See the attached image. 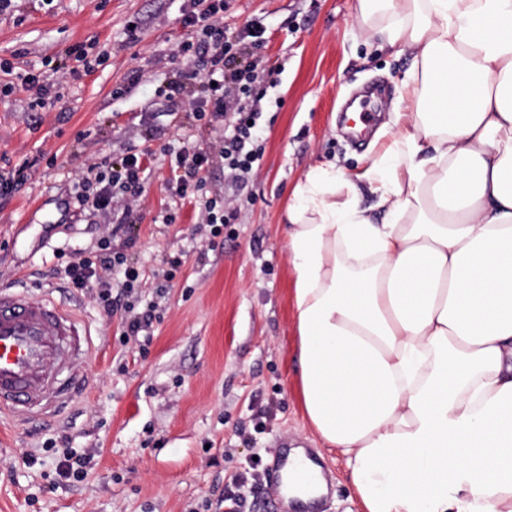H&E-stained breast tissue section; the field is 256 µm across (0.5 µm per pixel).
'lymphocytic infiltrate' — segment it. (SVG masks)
I'll use <instances>...</instances> for the list:
<instances>
[{"mask_svg":"<svg viewBox=\"0 0 512 512\" xmlns=\"http://www.w3.org/2000/svg\"><path fill=\"white\" fill-rule=\"evenodd\" d=\"M225 8V0H187L182 13L181 23L192 35L173 50L185 59L186 68L161 90L169 103L168 114L176 127L187 116L208 125L223 122L224 132L207 147L187 143L171 153L170 166L180 176L171 188L172 206L160 213L166 224L176 223L181 205L188 201L199 203L202 223L214 228L234 223L237 213L230 199L205 197L201 173L214 162H222L225 178L240 187L249 181L262 157L259 88L273 81L271 71L263 66L266 28L261 20L253 19L241 31H229L222 23ZM192 81L199 86L194 95L187 89ZM149 175L142 150L131 149L118 158L91 159L76 202L92 205L105 224L133 223ZM98 247V252L66 263V283L80 292L97 289L96 301L103 313L120 316L123 336L139 339L141 348H148L157 305L152 302L136 311L128 298L140 285L138 269L128 264L124 253L112 249L110 238H102Z\"/></svg>","mask_w":512,"mask_h":512,"instance_id":"lymphocytic-infiltrate-1","label":"lymphocytic infiltrate"}]
</instances>
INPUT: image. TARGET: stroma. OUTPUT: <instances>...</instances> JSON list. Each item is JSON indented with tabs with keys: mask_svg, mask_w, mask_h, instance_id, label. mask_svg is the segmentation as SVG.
<instances>
[{
	"mask_svg": "<svg viewBox=\"0 0 512 512\" xmlns=\"http://www.w3.org/2000/svg\"><path fill=\"white\" fill-rule=\"evenodd\" d=\"M357 0H229L225 28L262 19L265 68L277 82L262 101L260 168L233 197L237 223L219 236L186 204L173 224L156 218L170 200L166 149L183 136L204 146L221 128L195 120L176 132L157 92L185 63L172 47L186 36L182 0H12L0 11V158L28 163L26 182L0 196V288L33 283L96 329L85 362L89 386L60 420L47 427L0 419V512H225L229 489L243 512H272L263 483L281 448L302 447L324 468L320 512H363L336 451L324 448L301 406L290 300L291 272L280 220L291 190L314 163L363 172L379 146L351 142L340 123L360 90L384 91L379 123L390 120L409 54L383 49L382 37L353 21ZM138 22L129 34V22ZM97 38L106 64L63 84L60 105L33 111L15 88L18 73L59 61L75 42ZM13 92H5V85ZM150 151L151 174L140 217L113 244L140 268L143 299L157 303L148 353L122 340L120 316L103 317L95 292L65 288L56 255L88 252L107 232L92 211L51 231L44 254L31 256L46 213L72 198L92 154ZM40 204L35 224L23 209ZM183 253L173 280L163 271ZM90 453L83 481L56 480L49 439Z\"/></svg>",
	"mask_w": 512,
	"mask_h": 512,
	"instance_id": "35a3bbf8",
	"label": "stroma"
}]
</instances>
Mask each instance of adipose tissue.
<instances>
[{
	"mask_svg": "<svg viewBox=\"0 0 512 512\" xmlns=\"http://www.w3.org/2000/svg\"><path fill=\"white\" fill-rule=\"evenodd\" d=\"M354 19L412 62L371 165L285 212L305 416L364 512H512V0Z\"/></svg>",
	"mask_w": 512,
	"mask_h": 512,
	"instance_id": "adipose-tissue-1",
	"label": "adipose tissue"
}]
</instances>
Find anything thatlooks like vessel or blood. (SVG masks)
<instances>
[{"label": "vessel or blood", "instance_id": "vessel-or-blood-1", "mask_svg": "<svg viewBox=\"0 0 512 512\" xmlns=\"http://www.w3.org/2000/svg\"><path fill=\"white\" fill-rule=\"evenodd\" d=\"M90 324L58 302L52 289L0 290V416L45 423L72 404L87 376Z\"/></svg>", "mask_w": 512, "mask_h": 512}]
</instances>
